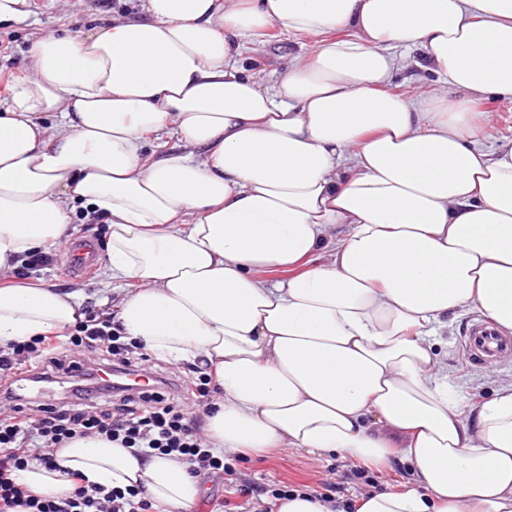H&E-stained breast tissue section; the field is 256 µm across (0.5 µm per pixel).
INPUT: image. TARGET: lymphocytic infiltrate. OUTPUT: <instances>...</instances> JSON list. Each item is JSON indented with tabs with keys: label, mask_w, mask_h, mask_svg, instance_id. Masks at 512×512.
I'll use <instances>...</instances> for the list:
<instances>
[{
	"label": "lymphocytic infiltrate",
	"mask_w": 512,
	"mask_h": 512,
	"mask_svg": "<svg viewBox=\"0 0 512 512\" xmlns=\"http://www.w3.org/2000/svg\"><path fill=\"white\" fill-rule=\"evenodd\" d=\"M70 355L58 353L52 337L38 336L0 349V375L13 374L16 358L38 354L34 370L43 379L77 375L74 398L60 405L25 409L9 390H0V512H153L142 489L106 490L75 486L63 498L34 494L16 484L13 475L30 462L49 466L52 449L87 436H102L143 456L174 455L191 476L225 479L235 474L231 457L209 448L196 422L187 415L171 379L158 377L151 389L137 393L119 386L93 385V370L84 356L105 350L120 372L133 365L139 345L121 339L112 317L89 309L68 333Z\"/></svg>",
	"instance_id": "lymphocytic-infiltrate-1"
}]
</instances>
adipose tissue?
<instances>
[{
	"label": "adipose tissue",
	"mask_w": 512,
	"mask_h": 512,
	"mask_svg": "<svg viewBox=\"0 0 512 512\" xmlns=\"http://www.w3.org/2000/svg\"><path fill=\"white\" fill-rule=\"evenodd\" d=\"M141 3L39 37L0 99V270L102 219L124 335L214 374L212 447L407 464L356 512H512V385L463 411L434 342L466 308L512 330V145L479 146L474 112L512 97V0ZM273 27L316 45L265 88L242 49ZM412 46L447 88L390 91ZM83 317L77 292L0 285V345ZM76 473L164 512L202 493L181 460L101 436L14 478L64 496Z\"/></svg>",
	"instance_id": "adipose-tissue-1"
}]
</instances>
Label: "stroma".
<instances>
[{
    "mask_svg": "<svg viewBox=\"0 0 512 512\" xmlns=\"http://www.w3.org/2000/svg\"><path fill=\"white\" fill-rule=\"evenodd\" d=\"M33 16L25 23L0 29V42L9 44L8 53H0V90L14 76L29 70L31 43L47 32L66 31L82 36L90 28L110 21V9L99 7L97 0H32ZM310 40L294 37L280 28H272L261 51L245 50L243 58L250 73L258 75L265 85H272L301 52L310 50ZM475 109L491 142L512 143V99L492 96L478 102ZM107 226L73 219L67 237L52 242L57 254L54 266L33 273L32 281L49 287L77 290L84 306L95 311L116 313L120 293L115 290L105 268L93 276L68 273L67 263L72 241L87 239L94 244L98 258H105ZM473 309L451 313L441 331L437 353L448 374L460 405L477 407L493 398L503 386L512 383V360L475 364L463 350V337L468 326L479 319ZM237 482L257 489L273 484L308 492L333 484L330 494L335 512H345L349 503L371 492L403 489L408 466L393 462L383 470H364L362 464L344 458L340 453L313 452L298 448H279L264 457L240 459L235 464Z\"/></svg>",
    "mask_w": 512,
    "mask_h": 512,
    "instance_id": "obj_1",
    "label": "stroma"
}]
</instances>
